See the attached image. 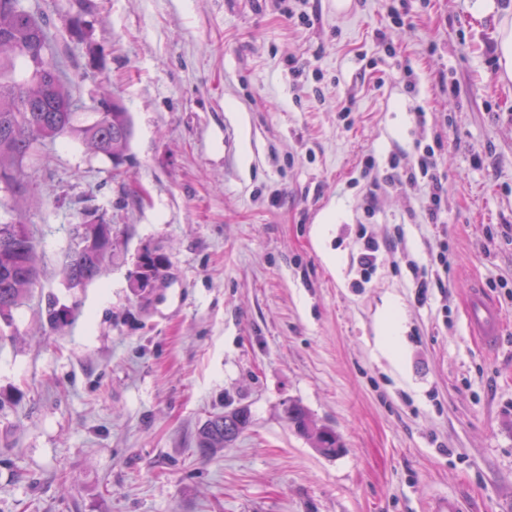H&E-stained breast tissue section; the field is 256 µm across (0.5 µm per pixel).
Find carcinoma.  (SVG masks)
Returning <instances> with one entry per match:
<instances>
[{"mask_svg":"<svg viewBox=\"0 0 512 512\" xmlns=\"http://www.w3.org/2000/svg\"><path fill=\"white\" fill-rule=\"evenodd\" d=\"M21 0H0V177L21 173L24 163L48 139L70 134L89 150L104 154L120 165L132 135L128 113L114 104L102 103L103 111L87 125H74V112L64 108L73 102L67 72L47 59H36L41 47L50 46L47 23L31 11L16 13ZM108 252L97 245L91 251L79 248L69 255L67 278L78 287L99 273ZM165 268L161 257L146 256L138 266L134 287L153 283ZM38 277L35 245L31 232L16 214L0 223V317L19 305ZM284 419L308 437L313 447L334 456L342 448L335 433L317 427L308 412L292 401L283 403ZM251 414L235 408L215 414L198 430V451L206 456L234 442L250 424Z\"/></svg>","mask_w":512,"mask_h":512,"instance_id":"obj_1","label":"carcinoma"}]
</instances>
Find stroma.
<instances>
[{
    "instance_id": "35a3bbf8",
    "label": "stroma",
    "mask_w": 512,
    "mask_h": 512,
    "mask_svg": "<svg viewBox=\"0 0 512 512\" xmlns=\"http://www.w3.org/2000/svg\"><path fill=\"white\" fill-rule=\"evenodd\" d=\"M23 3L50 25L76 123L111 99L133 136L119 166L45 143L23 198L0 191V222L20 205L39 263L0 318V512H430L448 496L512 512V83L492 18L473 0ZM436 140L445 227L411 188L366 214L364 159L406 169ZM91 213L116 246L72 288V228ZM362 224L403 240L359 288ZM442 239L445 286L418 305L410 266L437 267ZM146 254L166 269L144 293ZM474 286L508 322L490 351L465 326ZM51 298L74 311L63 328ZM392 302L397 358L378 344ZM288 400L344 452L312 448ZM237 406L250 427L200 456L198 428Z\"/></svg>"
}]
</instances>
